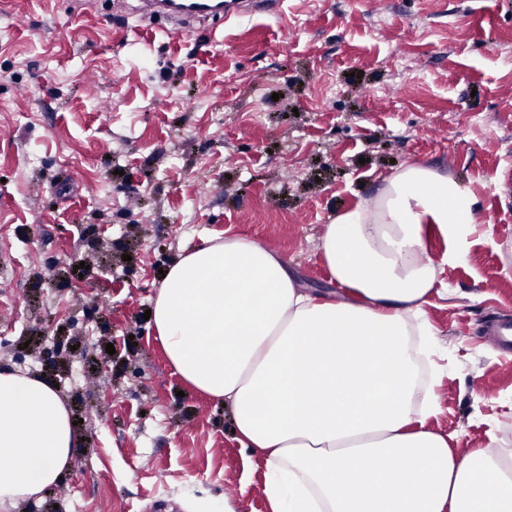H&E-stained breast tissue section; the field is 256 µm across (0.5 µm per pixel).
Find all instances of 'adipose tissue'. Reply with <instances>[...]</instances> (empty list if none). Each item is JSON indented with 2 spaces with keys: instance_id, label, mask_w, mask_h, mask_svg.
<instances>
[{
  "instance_id": "1",
  "label": "adipose tissue",
  "mask_w": 512,
  "mask_h": 512,
  "mask_svg": "<svg viewBox=\"0 0 512 512\" xmlns=\"http://www.w3.org/2000/svg\"><path fill=\"white\" fill-rule=\"evenodd\" d=\"M473 195L411 162L321 238L356 301L300 291L278 253L240 236L206 238L172 264L152 325L190 388L230 407L243 447L267 458L271 512H512V473L482 480L488 450L452 454L421 423L438 409L415 387L411 337L433 327L428 229L461 258ZM81 442L57 388L0 369V504L39 497Z\"/></svg>"
}]
</instances>
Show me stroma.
I'll list each match as a JSON object with an SVG mask.
<instances>
[{
    "label": "stroma",
    "instance_id": "35a3bbf8",
    "mask_svg": "<svg viewBox=\"0 0 512 512\" xmlns=\"http://www.w3.org/2000/svg\"><path fill=\"white\" fill-rule=\"evenodd\" d=\"M135 5L0 0V368L53 381L83 438L57 485L0 512H270L264 455L143 314L204 237L257 240L344 294L326 226L409 162L479 217L460 260L427 233V427L512 452V353L483 335L512 318V0H286L183 37Z\"/></svg>",
    "mask_w": 512,
    "mask_h": 512
}]
</instances>
